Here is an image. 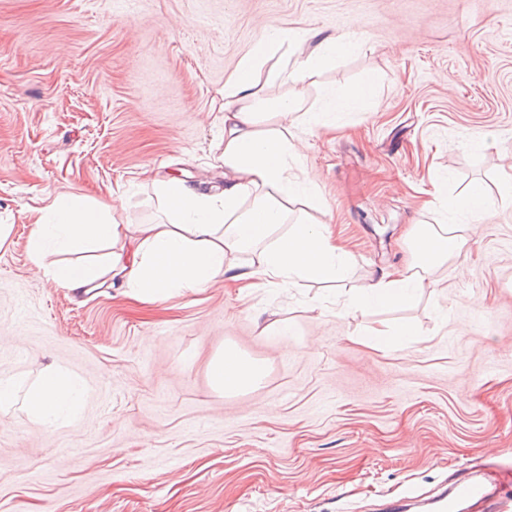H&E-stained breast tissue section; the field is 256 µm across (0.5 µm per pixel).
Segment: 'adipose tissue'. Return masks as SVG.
Masks as SVG:
<instances>
[{"label": "adipose tissue", "instance_id": "1", "mask_svg": "<svg viewBox=\"0 0 512 512\" xmlns=\"http://www.w3.org/2000/svg\"><path fill=\"white\" fill-rule=\"evenodd\" d=\"M312 43L287 73L292 92L265 93L256 79L266 58L288 41ZM343 38L312 41L306 31H274L239 62L224 85V192L173 180L158 188L163 218L129 227L112 216L109 206L88 204L59 194L38 208L30 256L47 279L76 292L95 287L105 276H121L129 296L155 302L182 290H198L225 275L253 290L295 284L300 280L335 279L344 261L325 225L291 220L288 202L308 194L313 184L289 172L299 156L298 136L287 126L262 129L268 116L287 117L306 105L303 84L312 71L349 52ZM128 241V252H110L103 263L44 265L48 252H90L105 241ZM413 262L407 268L361 288L352 306L404 305L425 288L434 267L458 257L467 242L461 224H417L410 234ZM253 255L251 270L234 272L237 255ZM212 388L234 396L256 387L264 365L228 343L212 357ZM86 390L61 367L47 368L26 393V407L37 423L53 427L80 406Z\"/></svg>", "mask_w": 512, "mask_h": 512}]
</instances>
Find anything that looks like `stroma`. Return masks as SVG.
Instances as JSON below:
<instances>
[{
	"label": "stroma",
	"mask_w": 512,
	"mask_h": 512,
	"mask_svg": "<svg viewBox=\"0 0 512 512\" xmlns=\"http://www.w3.org/2000/svg\"><path fill=\"white\" fill-rule=\"evenodd\" d=\"M270 27L353 45L313 72L308 105L374 81L335 127L296 129L293 170L322 201L291 215L330 225L336 280L147 304L39 276L33 210L57 193L147 224L154 180L223 188L224 84ZM475 183L485 212L445 208ZM511 191L512 0H0V379L54 365L89 389L48 432L0 413V512H386L512 467ZM416 224L475 234L412 304L350 310L412 262ZM403 321L409 345L359 341ZM228 340L266 367L231 397L208 379Z\"/></svg>",
	"instance_id": "1"
}]
</instances>
